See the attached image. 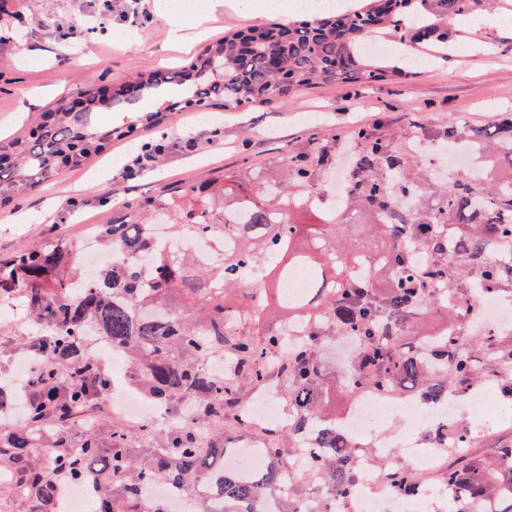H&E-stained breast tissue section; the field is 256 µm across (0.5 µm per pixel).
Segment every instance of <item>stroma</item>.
<instances>
[{
  "mask_svg": "<svg viewBox=\"0 0 512 512\" xmlns=\"http://www.w3.org/2000/svg\"><path fill=\"white\" fill-rule=\"evenodd\" d=\"M206 36L189 45L169 39V21L159 0H0V136L29 133L31 115L21 105L37 93L41 107L96 94L100 85L119 87L142 73L184 65L209 39L274 20L263 0H200ZM82 31L70 32L72 20ZM466 55L453 54L418 68L412 77L350 89L336 84L299 92L276 104L253 103L202 114L167 112L168 97L140 99L134 111L102 103L96 117L105 126L135 125V143L113 140L107 153L81 170L65 169L52 185L15 201L12 223H0V258L29 250L63 234L81 239L84 230L110 220L121 203H139L163 186L204 183L231 175L248 182L252 173H276L285 152H304L313 134L360 127L398 154L412 141L438 146L449 120L483 128L512 113V23L464 26ZM166 111L155 126H136V115ZM161 146L157 161L135 175L123 167L142 144Z\"/></svg>",
  "mask_w": 512,
  "mask_h": 512,
  "instance_id": "1",
  "label": "stroma"
}]
</instances>
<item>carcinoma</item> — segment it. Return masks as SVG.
<instances>
[{"instance_id":"cac0c4a2","label":"carcinoma","mask_w":512,"mask_h":512,"mask_svg":"<svg viewBox=\"0 0 512 512\" xmlns=\"http://www.w3.org/2000/svg\"><path fill=\"white\" fill-rule=\"evenodd\" d=\"M496 5L497 0H347L337 11L306 12L228 33L188 63L181 82L164 80L157 71L140 75L139 96L181 87L195 97L210 87L219 89L210 95V107L234 108L284 102L319 84L368 86L401 75L384 65L385 54L368 50L378 36L396 37L402 45L432 43L433 58H446L458 43L450 22ZM270 59L279 61L287 79L269 69ZM95 114L92 97L84 112L55 106L40 113L28 135L0 141V155L11 162V171L0 175L1 216L14 199L51 183L60 170L84 168L106 151L112 136L132 135L131 127H96ZM495 129L492 138L455 125L444 131L450 141L467 136L475 151L490 157L488 174L477 184L467 176L430 183L381 139L362 129H338L314 139L308 153L286 156L281 179L257 171L247 189L213 180L122 205L93 230L117 265L103 266L89 279L80 271L76 246L62 237L0 260V302H17L41 328L26 424L0 431V484L16 479L14 496L28 503V512H53L60 486L74 480L93 481L95 512H168L167 504L148 495L155 485L193 497L190 512H264L268 497L286 492L282 448L320 421L312 464L333 496L345 497L358 448L323 415L320 350L328 337L340 329L359 340L361 352L352 361L359 386L410 387L424 403L512 364V343L503 344L499 336L475 333L469 350L459 354L455 337L446 335L436 350L446 369L437 374L410 339L434 307L460 319L474 290L512 292V261L487 258L496 241H512V116ZM345 138L363 147L341 211L312 226L294 223L296 210L317 206L322 167L332 162L329 143ZM156 224L167 226L173 245L157 238ZM344 224L368 228L351 253L337 233ZM191 231L223 234L237 248L219 265H200L174 247L177 236ZM276 244L279 256L272 265ZM420 253L430 260L425 277L416 263ZM359 257L376 264L385 288L349 271L347 261ZM144 262L152 266L149 275L138 270ZM243 262L268 278L273 296L296 269L318 277V301L275 300L310 322L303 342L285 345L283 327L261 319L249 331L241 324L231 301L241 297L232 278ZM98 338L126 353L133 384L156 404L172 409L191 401L193 421L136 433L116 420L98 423V400L109 389L99 357L91 352ZM224 356L226 375L217 379L207 363ZM273 370L287 381L292 428L268 449L266 469L228 472L221 464L228 410ZM442 480L460 490L466 505L489 502L495 512H512V444L451 456Z\"/></svg>"}]
</instances>
